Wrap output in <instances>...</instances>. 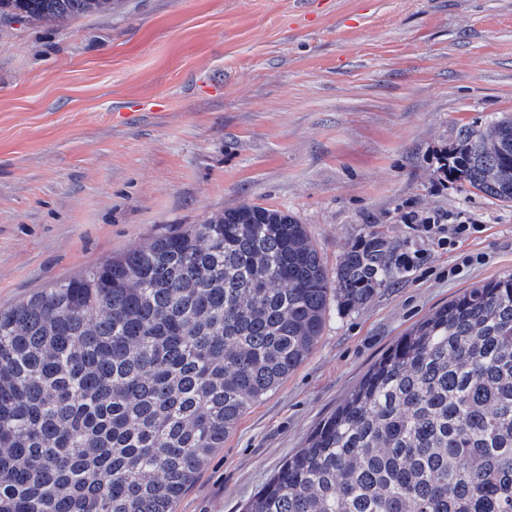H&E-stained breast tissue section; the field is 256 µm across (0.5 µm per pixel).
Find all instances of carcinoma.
<instances>
[{
    "label": "carcinoma",
    "mask_w": 512,
    "mask_h": 512,
    "mask_svg": "<svg viewBox=\"0 0 512 512\" xmlns=\"http://www.w3.org/2000/svg\"><path fill=\"white\" fill-rule=\"evenodd\" d=\"M57 25L98 0H0ZM450 176L512 203V114L463 126ZM391 272L386 240L328 271L305 225L212 214L0 309V512H173L255 403L316 346L328 301ZM243 512H512V276L400 337Z\"/></svg>",
    "instance_id": "1"
}]
</instances>
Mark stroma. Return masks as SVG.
<instances>
[{
    "label": "stroma",
    "mask_w": 512,
    "mask_h": 512,
    "mask_svg": "<svg viewBox=\"0 0 512 512\" xmlns=\"http://www.w3.org/2000/svg\"><path fill=\"white\" fill-rule=\"evenodd\" d=\"M504 112L512 0H117L0 24V308L245 204L292 212L331 271L380 233L389 280L329 302L174 506L239 512L416 322L512 275V207L442 166L460 126ZM410 211L480 230L408 272Z\"/></svg>",
    "instance_id": "35a3bbf8"
}]
</instances>
